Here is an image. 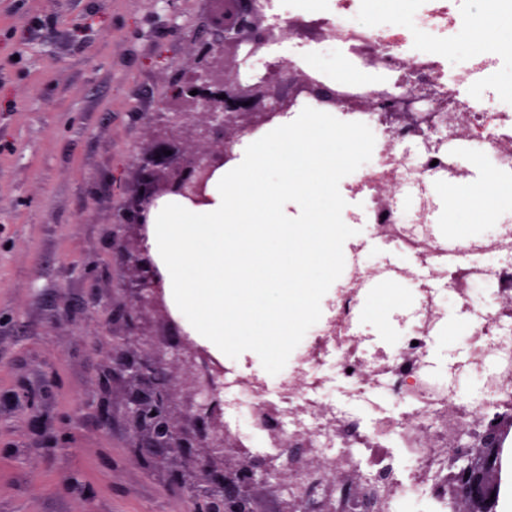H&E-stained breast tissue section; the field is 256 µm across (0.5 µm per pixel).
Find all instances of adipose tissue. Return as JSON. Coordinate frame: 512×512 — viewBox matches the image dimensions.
I'll return each instance as SVG.
<instances>
[{
	"label": "adipose tissue",
	"instance_id": "obj_1",
	"mask_svg": "<svg viewBox=\"0 0 512 512\" xmlns=\"http://www.w3.org/2000/svg\"><path fill=\"white\" fill-rule=\"evenodd\" d=\"M415 0H367L364 10L353 18L358 27H377L388 20L410 17ZM461 58L512 56V20L488 12L465 35L463 43L450 47ZM436 192L448 205L451 230L465 241L473 237L480 225L491 223L499 201L512 199V175H479L477 181L463 186L440 184Z\"/></svg>",
	"mask_w": 512,
	"mask_h": 512
}]
</instances>
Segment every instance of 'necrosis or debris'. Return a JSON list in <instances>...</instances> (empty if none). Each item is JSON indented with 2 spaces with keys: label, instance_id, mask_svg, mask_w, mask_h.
<instances>
[{
  "label": "necrosis or debris",
  "instance_id": "obj_1",
  "mask_svg": "<svg viewBox=\"0 0 512 512\" xmlns=\"http://www.w3.org/2000/svg\"><path fill=\"white\" fill-rule=\"evenodd\" d=\"M355 0H334L328 11L293 14L299 33L317 26L325 36L353 48L358 59L374 56L378 65L401 79L437 88L446 106L417 99L410 108L415 120L392 124L385 113L358 110L356 121L374 126L384 145L359 184L367 196L366 222L375 224L381 239L410 253L418 270L430 276H447L448 296L464 302L468 293L485 283L495 289L482 313L471 322L470 338L476 344L482 387L473 394L460 390L447 372L431 368L427 348L431 332L443 315V303L434 289H427L421 302L420 324L403 337L395 353L364 346L356 334L360 303L357 283L374 275V267H356L348 273L349 284L331 306L322 330L310 338L288 378L281 382L276 400L266 397L262 382L225 374L224 404L245 414L253 426L246 438H236L242 450L271 449V462L287 464L300 475L299 487L312 499H322L328 489L327 471L308 473L304 458L313 456L329 468L345 471L368 469L371 477L357 495L336 502L337 512H403L406 497L414 491L424 497L425 512H455L448 496V439L460 432L482 433L487 423L503 415L512 416V335L502 325L508 312L503 299L512 300V227L502 226L492 237L463 244L465 261L443 272L436 261L440 246L429 226L425 206H417L415 219L404 213L408 186L426 190L448 173L447 146L475 141L501 165L512 167V114L490 111L473 100L462 99L460 88L478 73L494 71L495 60L474 59L448 74L447 62L432 52L410 51L421 29L468 32L476 16L454 13L449 0H431L419 27L395 19L375 28L345 24ZM365 86L339 83L322 93L299 90L292 111L304 107L328 112L332 99L366 98ZM416 139L421 148L414 159L400 152L402 142ZM333 360L337 379L352 403L351 408L326 402L329 383L319 369ZM387 394L392 410L365 419L361 411L373 397ZM415 463L402 472V459Z\"/></svg>",
  "mask_w": 512,
  "mask_h": 512
}]
</instances>
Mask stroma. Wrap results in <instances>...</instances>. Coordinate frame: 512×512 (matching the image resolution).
I'll return each instance as SVG.
<instances>
[{
    "instance_id": "35a3bbf8",
    "label": "stroma",
    "mask_w": 512,
    "mask_h": 512,
    "mask_svg": "<svg viewBox=\"0 0 512 512\" xmlns=\"http://www.w3.org/2000/svg\"><path fill=\"white\" fill-rule=\"evenodd\" d=\"M201 0H0V512H221L177 480L207 448L172 454L130 432L112 350L134 304L115 239L155 104L205 36ZM394 336L446 278L407 279ZM430 361H467L460 337Z\"/></svg>"
}]
</instances>
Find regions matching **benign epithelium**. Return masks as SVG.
I'll return each instance as SVG.
<instances>
[{"label": "benign epithelium", "instance_id": "obj_1", "mask_svg": "<svg viewBox=\"0 0 512 512\" xmlns=\"http://www.w3.org/2000/svg\"><path fill=\"white\" fill-rule=\"evenodd\" d=\"M208 37L189 38L193 61L172 81L138 162V187L118 215V223L134 229L115 246L129 271L127 287L134 293L133 314L155 310L168 314L164 279L146 246L150 208L173 197L195 205L210 202L206 194L215 171L231 157L234 146L280 113L288 111V82L312 89L320 82L309 74L288 69V59H270L269 36L261 32L264 17L254 0H202ZM264 62L258 81L241 79L249 60ZM197 94H191V91ZM226 98H221V95ZM399 98L382 89L360 106L372 112H398ZM114 369L127 385L128 419L133 437L153 448L176 453L192 445L224 449V367L207 351L184 339L151 356L137 358L119 348ZM192 419L199 434H187L176 410ZM497 423L492 422L478 448L451 454L450 492L457 512H497L499 448ZM209 473L207 490L224 495L225 512H252L241 503L246 492L269 479L287 482L288 471L239 455L235 467L218 472L209 461L199 462ZM284 512H331L328 501L314 502L302 493L284 503Z\"/></svg>", "mask_w": 512, "mask_h": 512}]
</instances>
